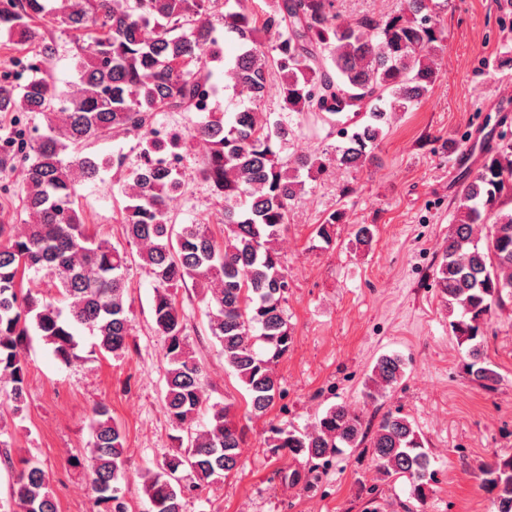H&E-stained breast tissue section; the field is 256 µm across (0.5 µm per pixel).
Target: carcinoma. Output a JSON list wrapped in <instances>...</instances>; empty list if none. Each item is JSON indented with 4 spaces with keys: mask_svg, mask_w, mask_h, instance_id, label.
I'll return each mask as SVG.
<instances>
[{
    "mask_svg": "<svg viewBox=\"0 0 512 512\" xmlns=\"http://www.w3.org/2000/svg\"><path fill=\"white\" fill-rule=\"evenodd\" d=\"M235 2V9L219 5ZM46 0H0V29L33 46L25 60L29 79L20 85L0 80V112L23 111L48 117L47 130L28 144L27 189L23 199L29 221L22 229L0 222V380L10 385L7 403L14 416L27 406L28 362L22 349L31 333L51 347L63 363L78 358L79 338L97 339L102 355L124 357L130 348L126 283L130 257L125 248L92 234L77 204L78 179L94 180L121 155L109 158L87 151L89 141L114 133L139 138L142 161L121 190L127 238L140 246L139 266L154 282L153 321L165 337L164 404L176 428L186 432L164 464L140 473L150 512H184V500L226 478L239 463L243 429L232 408L206 406L203 367L188 343L178 289H200L208 329L248 395V413L260 417L282 397L274 366L293 343L282 302L288 278L273 244L284 232L291 208L305 194L307 175L327 173L318 154L282 156L294 135L284 120L259 110L271 90L280 110L314 115L340 125L336 98L364 102L363 120L343 128L333 147L336 163L363 167L394 112L417 106L437 81L435 58L443 41L433 19L432 0H403L402 13L385 21L364 19L341 24L332 0H269L257 13L247 0H80L55 15L65 33L86 35L75 44L73 69L82 94L71 95L48 77L58 43L34 27ZM231 42L235 54L223 59ZM245 98L227 124L215 112L195 127L209 145L202 174L224 201V238L217 242L207 224H177L169 201L180 193L177 174L149 162L160 154H180L185 138L170 133L155 138L158 112H195L202 89L216 90L214 62ZM483 162L462 173L453 224L434 281L451 330L467 346L470 381L491 388L497 373L483 356L484 332L512 295V138L492 137L481 145ZM343 213L333 212L317 234L327 244ZM41 276L47 292L23 291L24 277ZM266 345L261 354L255 341ZM404 364L380 357L365 384L374 389L398 384ZM208 423L192 424L201 410ZM91 448L85 458L96 501L103 512H128L126 435L109 407L98 403L90 419ZM270 448L292 458L306 457L307 469L283 470L288 484L314 488L321 469L343 448H367L387 480L404 478L418 500L434 477L423 439L404 416L387 412L375 427L346 405H334L316 418L311 430L270 428ZM192 479L182 483L181 473ZM482 484L494 495L496 512H512V455H494L481 470ZM12 496L24 512H59L48 473L33 457L22 461Z\"/></svg>",
    "mask_w": 512,
    "mask_h": 512,
    "instance_id": "carcinoma-1",
    "label": "carcinoma"
}]
</instances>
